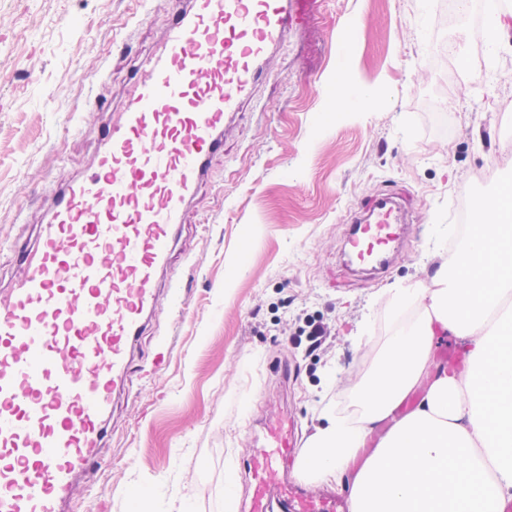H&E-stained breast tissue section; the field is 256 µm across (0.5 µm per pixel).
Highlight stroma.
<instances>
[{
  "mask_svg": "<svg viewBox=\"0 0 512 512\" xmlns=\"http://www.w3.org/2000/svg\"><path fill=\"white\" fill-rule=\"evenodd\" d=\"M182 0H0V289L57 188L83 172L109 112ZM443 0H308L224 134L168 268L137 373L108 422L104 464L75 512H243L249 430L291 415L307 440L392 333L388 290L427 279L454 205L512 171V17L497 38ZM456 40L448 61L442 43ZM372 89L373 112L355 108ZM99 97L103 112L88 101ZM413 226L388 274L352 270L344 238L378 193ZM329 326L309 351L308 322ZM167 364L153 371L158 355ZM233 474V493L224 490Z\"/></svg>",
  "mask_w": 512,
  "mask_h": 512,
  "instance_id": "stroma-1",
  "label": "stroma"
}]
</instances>
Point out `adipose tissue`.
I'll use <instances>...</instances> for the list:
<instances>
[{
	"label": "adipose tissue",
	"mask_w": 512,
	"mask_h": 512,
	"mask_svg": "<svg viewBox=\"0 0 512 512\" xmlns=\"http://www.w3.org/2000/svg\"><path fill=\"white\" fill-rule=\"evenodd\" d=\"M478 208L463 259L390 288L394 328L351 394L356 416L324 411L298 460L306 483L348 488L351 512H502L512 501V312L498 309L512 294V181ZM446 332L468 342L461 369L434 360Z\"/></svg>",
	"instance_id": "1"
}]
</instances>
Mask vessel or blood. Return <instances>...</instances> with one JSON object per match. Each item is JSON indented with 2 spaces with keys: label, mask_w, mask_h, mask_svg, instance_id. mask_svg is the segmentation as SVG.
Masks as SVG:
<instances>
[{
  "label": "vessel or blood",
  "mask_w": 512,
  "mask_h": 512,
  "mask_svg": "<svg viewBox=\"0 0 512 512\" xmlns=\"http://www.w3.org/2000/svg\"><path fill=\"white\" fill-rule=\"evenodd\" d=\"M295 0H188L134 75L94 163L53 196L35 248L0 298V512H70L97 467L105 421L163 293L186 208L224 150L292 22ZM352 263L388 271L407 225L392 193L350 221ZM299 449L282 416L247 461L249 512H346L288 476Z\"/></svg>",
  "instance_id": "b4317fda"
}]
</instances>
